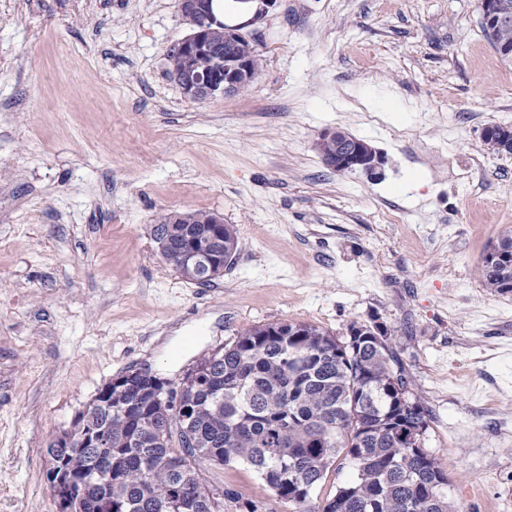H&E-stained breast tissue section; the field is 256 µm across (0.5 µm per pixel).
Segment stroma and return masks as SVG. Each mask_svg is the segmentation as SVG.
<instances>
[{
	"mask_svg": "<svg viewBox=\"0 0 512 512\" xmlns=\"http://www.w3.org/2000/svg\"><path fill=\"white\" fill-rule=\"evenodd\" d=\"M260 59L240 93L189 100L168 73L177 0H0V512H58L48 449L107 383H177L262 324L390 338L429 412L424 447L461 512H512V293L479 267L512 230V63L479 0H225ZM385 158L337 174L320 134ZM202 210L241 249L207 285L154 224ZM210 485L289 512L246 465Z\"/></svg>",
	"mask_w": 512,
	"mask_h": 512,
	"instance_id": "obj_1",
	"label": "stroma"
}]
</instances>
